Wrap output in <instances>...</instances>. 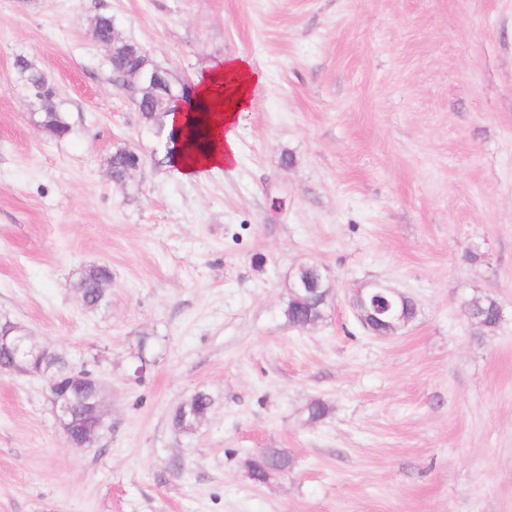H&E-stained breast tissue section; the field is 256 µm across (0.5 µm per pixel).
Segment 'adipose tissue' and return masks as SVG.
Segmentation results:
<instances>
[{"label":"adipose tissue","instance_id":"obj_1","mask_svg":"<svg viewBox=\"0 0 512 512\" xmlns=\"http://www.w3.org/2000/svg\"><path fill=\"white\" fill-rule=\"evenodd\" d=\"M261 77L251 62L243 56L225 59L197 81L196 102L204 104L201 127L204 147H191L177 160L180 173L196 178L214 169H233L238 162L237 131L245 113L249 112L253 92Z\"/></svg>","mask_w":512,"mask_h":512}]
</instances>
